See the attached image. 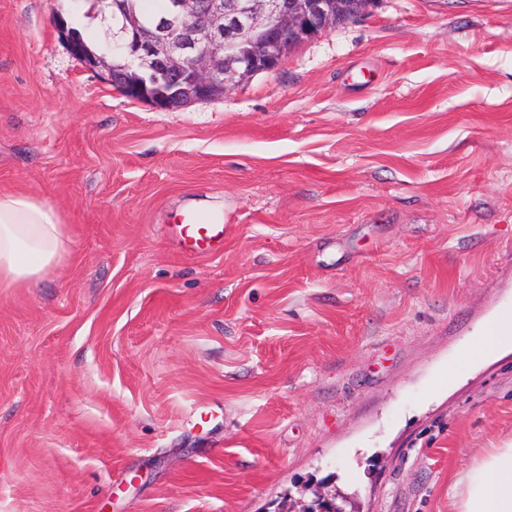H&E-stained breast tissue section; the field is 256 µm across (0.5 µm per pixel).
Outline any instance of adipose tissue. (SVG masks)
Here are the masks:
<instances>
[{
	"label": "adipose tissue",
	"instance_id": "obj_1",
	"mask_svg": "<svg viewBox=\"0 0 512 512\" xmlns=\"http://www.w3.org/2000/svg\"><path fill=\"white\" fill-rule=\"evenodd\" d=\"M67 250L63 219L46 198L23 189L0 192V288H30ZM512 346V316L486 323L478 346L457 361L455 373ZM454 488L457 512H512V444L488 449L462 470Z\"/></svg>",
	"mask_w": 512,
	"mask_h": 512
}]
</instances>
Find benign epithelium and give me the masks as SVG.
Masks as SVG:
<instances>
[{
	"instance_id": "1",
	"label": "benign epithelium",
	"mask_w": 512,
	"mask_h": 512,
	"mask_svg": "<svg viewBox=\"0 0 512 512\" xmlns=\"http://www.w3.org/2000/svg\"><path fill=\"white\" fill-rule=\"evenodd\" d=\"M378 0H172L147 19L97 0L104 39L92 49L61 15L71 52L126 97L160 110L224 98L255 75L279 68L306 40L354 21Z\"/></svg>"
}]
</instances>
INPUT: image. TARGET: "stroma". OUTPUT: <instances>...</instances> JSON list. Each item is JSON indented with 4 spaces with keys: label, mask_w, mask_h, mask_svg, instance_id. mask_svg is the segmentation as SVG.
<instances>
[{
    "label": "stroma",
    "mask_w": 512,
    "mask_h": 512,
    "mask_svg": "<svg viewBox=\"0 0 512 512\" xmlns=\"http://www.w3.org/2000/svg\"><path fill=\"white\" fill-rule=\"evenodd\" d=\"M0 0V190L68 247L0 291V512H456L512 441V0H380L163 111ZM220 215L224 250L171 233ZM509 345L512 346V318L507 313H502L486 323L478 346L457 361L453 372L462 373L473 362L489 357Z\"/></svg>",
    "instance_id": "1"
}]
</instances>
